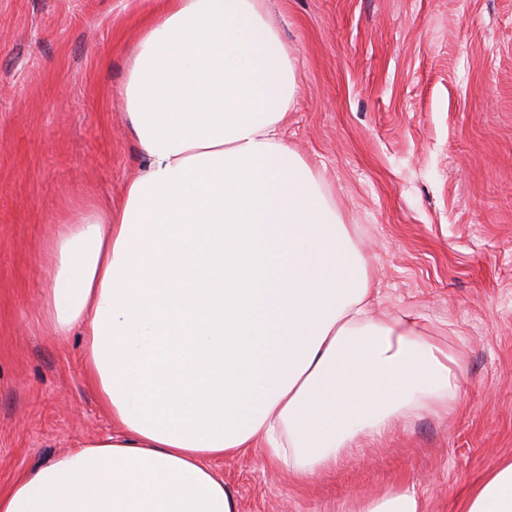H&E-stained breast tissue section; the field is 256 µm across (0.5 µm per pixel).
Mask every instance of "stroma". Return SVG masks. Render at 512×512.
Masks as SVG:
<instances>
[{"instance_id": "1", "label": "stroma", "mask_w": 512, "mask_h": 512, "mask_svg": "<svg viewBox=\"0 0 512 512\" xmlns=\"http://www.w3.org/2000/svg\"><path fill=\"white\" fill-rule=\"evenodd\" d=\"M162 0H0V491L110 436L79 333L36 318L45 245L73 201H120L140 152L126 64ZM295 67L287 142L339 212L380 316L447 325L459 408L420 411L333 471L251 448L210 460L238 512H351L409 488L463 512L512 461V0H263Z\"/></svg>"}]
</instances>
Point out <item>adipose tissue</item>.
I'll return each mask as SVG.
<instances>
[{"label":"adipose tissue","instance_id":"ef3b65f1","mask_svg":"<svg viewBox=\"0 0 512 512\" xmlns=\"http://www.w3.org/2000/svg\"><path fill=\"white\" fill-rule=\"evenodd\" d=\"M293 63L262 0H165L123 98L140 150L120 204L47 242L49 335L80 331L118 437L20 477L0 512H237L207 461L260 443L299 480L420 411L461 365L418 319L376 320L368 264L284 139ZM465 512H512V462Z\"/></svg>","mask_w":512,"mask_h":512}]
</instances>
